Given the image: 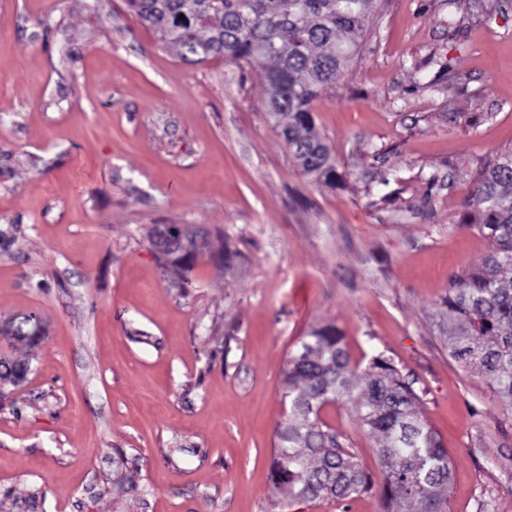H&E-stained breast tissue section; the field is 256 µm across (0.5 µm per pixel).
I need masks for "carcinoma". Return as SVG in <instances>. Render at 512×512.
<instances>
[{"label": "carcinoma", "instance_id": "1", "mask_svg": "<svg viewBox=\"0 0 512 512\" xmlns=\"http://www.w3.org/2000/svg\"><path fill=\"white\" fill-rule=\"evenodd\" d=\"M370 0H127L144 24L162 31L181 59L228 58L260 68L267 111L301 170L331 186L338 174L316 131L314 102L350 67L367 30ZM468 205L493 250L448 290V351L479 369L493 397L512 411V152L476 180ZM166 263L180 280L195 257L176 247ZM0 378L28 375L24 363L0 361ZM288 418L276 430L271 476L290 502L353 498L378 489L382 512H447L448 449L419 412V395L392 359L378 355L365 370L351 364L344 336L327 324L311 330L288 357ZM354 401L361 426L377 441L380 486L321 418L329 401Z\"/></svg>", "mask_w": 512, "mask_h": 512}]
</instances>
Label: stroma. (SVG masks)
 <instances>
[{
  "instance_id": "35a3bbf8",
  "label": "stroma",
  "mask_w": 512,
  "mask_h": 512,
  "mask_svg": "<svg viewBox=\"0 0 512 512\" xmlns=\"http://www.w3.org/2000/svg\"><path fill=\"white\" fill-rule=\"evenodd\" d=\"M365 25L314 103L329 187L258 68L183 61L125 0H0V324L44 331L0 344L29 362L0 380V512H380L271 478L288 356L327 324L412 382L448 512H512V411L450 358L447 304L492 249L467 202L512 151V0H372ZM157 224L235 257L182 285ZM321 416L380 475L350 403Z\"/></svg>"
}]
</instances>
